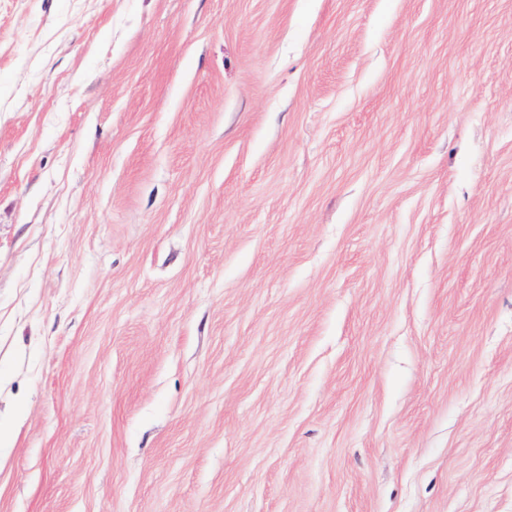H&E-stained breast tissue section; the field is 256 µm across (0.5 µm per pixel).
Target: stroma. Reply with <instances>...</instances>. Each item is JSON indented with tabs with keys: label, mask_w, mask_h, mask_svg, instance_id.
Here are the masks:
<instances>
[{
	"label": "stroma",
	"mask_w": 512,
	"mask_h": 512,
	"mask_svg": "<svg viewBox=\"0 0 512 512\" xmlns=\"http://www.w3.org/2000/svg\"><path fill=\"white\" fill-rule=\"evenodd\" d=\"M0 512H512V0H0Z\"/></svg>",
	"instance_id": "35a3bbf8"
}]
</instances>
